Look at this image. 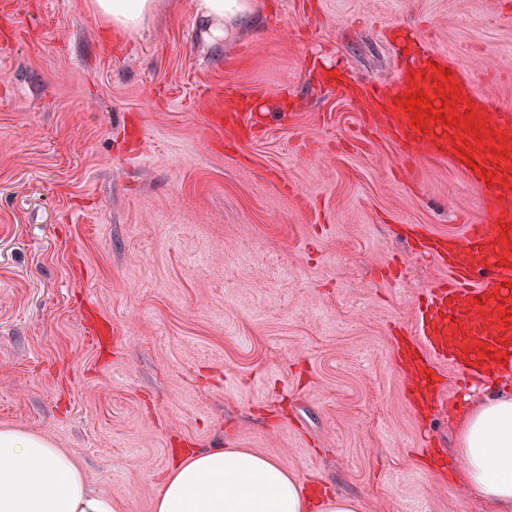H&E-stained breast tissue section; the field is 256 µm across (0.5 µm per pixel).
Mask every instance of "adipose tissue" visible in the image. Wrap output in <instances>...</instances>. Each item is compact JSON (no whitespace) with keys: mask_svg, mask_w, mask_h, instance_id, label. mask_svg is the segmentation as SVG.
I'll use <instances>...</instances> for the list:
<instances>
[{"mask_svg":"<svg viewBox=\"0 0 512 512\" xmlns=\"http://www.w3.org/2000/svg\"><path fill=\"white\" fill-rule=\"evenodd\" d=\"M218 35L256 18L257 0H194ZM113 32L140 30L157 0H90ZM458 477L486 512H512V392L485 387L457 423ZM0 512H118L110 497L92 492L73 458L47 439L0 429ZM154 512H361L333 495L311 497L275 460L238 448L187 450L171 467Z\"/></svg>","mask_w":512,"mask_h":512,"instance_id":"1","label":"adipose tissue"}]
</instances>
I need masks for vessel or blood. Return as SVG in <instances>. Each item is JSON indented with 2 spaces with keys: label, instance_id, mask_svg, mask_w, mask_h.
<instances>
[{
  "label": "vessel or blood",
  "instance_id": "1",
  "mask_svg": "<svg viewBox=\"0 0 512 512\" xmlns=\"http://www.w3.org/2000/svg\"><path fill=\"white\" fill-rule=\"evenodd\" d=\"M419 93L430 105L420 123L405 106ZM373 101L383 137L416 158H449L478 191L481 221L455 238L460 259L420 315V360L405 368L437 414L448 397L422 376L421 365L464 368L480 381L512 366V109L494 105L452 62L424 51L412 54L400 78L378 88ZM208 106L216 133L237 123L223 93L210 94Z\"/></svg>",
  "mask_w": 512,
  "mask_h": 512
}]
</instances>
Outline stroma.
<instances>
[{"label":"stroma","instance_id":"1","mask_svg":"<svg viewBox=\"0 0 512 512\" xmlns=\"http://www.w3.org/2000/svg\"><path fill=\"white\" fill-rule=\"evenodd\" d=\"M114 34L88 0H0V429L153 512L185 448L249 449L361 512H483L426 447L398 348L475 186L366 131L392 29L512 106V0H260L232 42L192 0ZM257 103L234 144L203 96Z\"/></svg>","mask_w":512,"mask_h":512}]
</instances>
